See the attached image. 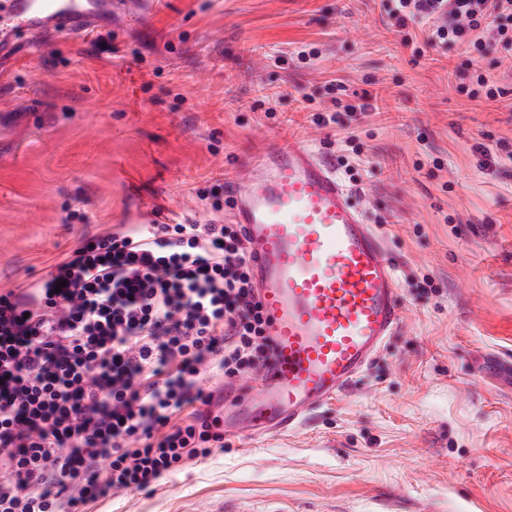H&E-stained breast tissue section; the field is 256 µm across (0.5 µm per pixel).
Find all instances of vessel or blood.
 <instances>
[{"instance_id":"obj_1","label":"vessel or blood","mask_w":512,"mask_h":512,"mask_svg":"<svg viewBox=\"0 0 512 512\" xmlns=\"http://www.w3.org/2000/svg\"><path fill=\"white\" fill-rule=\"evenodd\" d=\"M164 0H0V45L84 37L99 18L133 22ZM230 221L253 260L271 358L257 393L224 404V426L260 436L295 428L373 360L400 320L394 264L334 166L276 139L224 182Z\"/></svg>"}]
</instances>
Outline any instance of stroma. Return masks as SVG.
I'll return each mask as SVG.
<instances>
[{
    "label": "stroma",
    "instance_id": "obj_1",
    "mask_svg": "<svg viewBox=\"0 0 512 512\" xmlns=\"http://www.w3.org/2000/svg\"><path fill=\"white\" fill-rule=\"evenodd\" d=\"M512 53L412 58L385 0H167L134 25L0 56V289L145 207L222 224L198 190L261 142L331 157L395 267L399 327L305 423L85 512H512ZM505 94L468 100L474 70ZM387 112L314 120L333 100Z\"/></svg>",
    "mask_w": 512,
    "mask_h": 512
}]
</instances>
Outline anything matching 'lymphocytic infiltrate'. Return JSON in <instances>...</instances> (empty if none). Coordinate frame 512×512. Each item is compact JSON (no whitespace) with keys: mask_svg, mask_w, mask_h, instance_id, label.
Here are the masks:
<instances>
[{"mask_svg":"<svg viewBox=\"0 0 512 512\" xmlns=\"http://www.w3.org/2000/svg\"><path fill=\"white\" fill-rule=\"evenodd\" d=\"M400 43L512 47V0H393ZM271 354L239 225L156 221L81 237L0 290V512H81L224 445L203 371Z\"/></svg>","mask_w":512,"mask_h":512,"instance_id":"1","label":"lymphocytic infiltrate"}]
</instances>
